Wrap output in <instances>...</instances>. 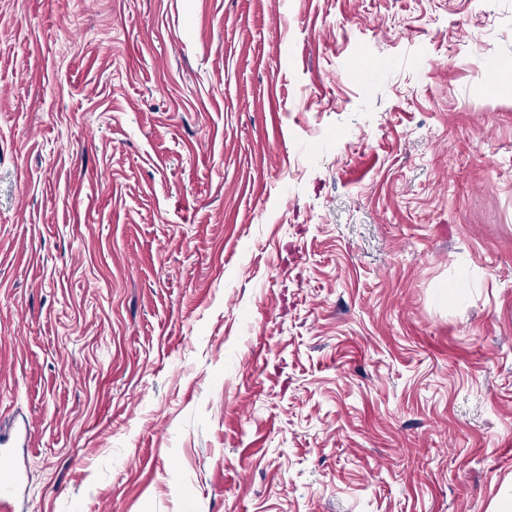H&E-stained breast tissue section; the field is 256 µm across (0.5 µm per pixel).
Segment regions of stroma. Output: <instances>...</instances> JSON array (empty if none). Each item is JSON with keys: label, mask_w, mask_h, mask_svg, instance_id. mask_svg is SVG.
I'll list each match as a JSON object with an SVG mask.
<instances>
[{"label": "stroma", "mask_w": 512, "mask_h": 512, "mask_svg": "<svg viewBox=\"0 0 512 512\" xmlns=\"http://www.w3.org/2000/svg\"><path fill=\"white\" fill-rule=\"evenodd\" d=\"M512 0H0L19 512L512 499Z\"/></svg>", "instance_id": "stroma-1"}]
</instances>
